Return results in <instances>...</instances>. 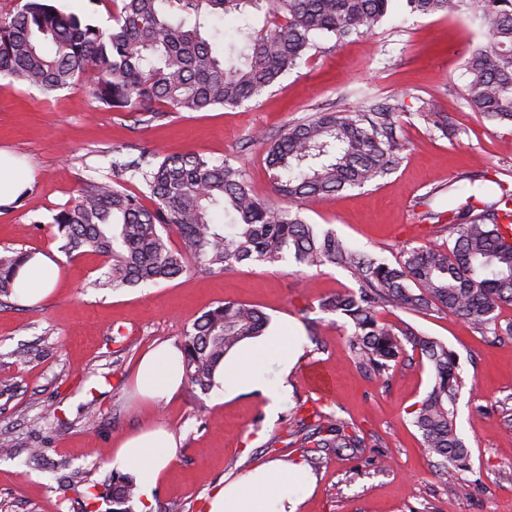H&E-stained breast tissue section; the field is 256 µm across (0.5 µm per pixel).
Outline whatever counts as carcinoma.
I'll list each match as a JSON object with an SVG mask.
<instances>
[{"label":"carcinoma","mask_w":512,"mask_h":512,"mask_svg":"<svg viewBox=\"0 0 512 512\" xmlns=\"http://www.w3.org/2000/svg\"><path fill=\"white\" fill-rule=\"evenodd\" d=\"M111 2L112 26L104 30L46 0H18L0 13V78L49 98L92 73L99 106L154 118L238 108L301 66L316 39L344 44L374 31L396 0ZM401 2L412 14L465 13L487 31V41L475 45L465 62L466 100L485 119L512 125V0ZM226 14L241 21L227 55L215 52L206 38L208 20ZM401 111L398 103L375 102L318 112L266 142L264 160L281 204L257 198L245 171L226 159L145 149L135 159H112L110 178L81 181L78 196L60 207L52 223L71 256L92 252L103 259L96 286L114 290L172 280L190 269L219 275L246 261L291 257L300 266L342 268L358 288L323 299L320 308L348 319V352L384 380L405 351L378 321L388 307L448 311L497 341L511 338V327L499 331L495 323V312L512 305V244L502 232L505 217L512 218L511 191L480 207L469 196L448 220L453 245L411 248L395 266L331 231L318 232L299 214L318 198L361 188L395 169ZM133 182L148 191L152 207L125 189ZM219 207L232 215L230 223L211 222V210ZM173 234L181 245H172ZM24 257L22 251L0 255V296L14 292ZM266 327L260 310L238 302L203 313L180 341L184 379L209 391L224 357ZM405 336L434 372L431 391L412 411L413 424L454 493L468 455L455 420L462 386L458 363L444 343L412 329ZM301 432L300 448L314 464L318 453L339 455L364 444L356 428L335 414H315ZM109 491L113 512H131L133 477L113 476Z\"/></svg>","instance_id":"carcinoma-1"}]
</instances>
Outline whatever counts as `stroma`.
<instances>
[{
  "label": "stroma",
  "mask_w": 512,
  "mask_h": 512,
  "mask_svg": "<svg viewBox=\"0 0 512 512\" xmlns=\"http://www.w3.org/2000/svg\"><path fill=\"white\" fill-rule=\"evenodd\" d=\"M485 34L466 15H411L396 8L372 34L336 45L321 41L308 60L259 98L236 109L172 112L153 121L102 109L84 89L45 98L0 79V151L16 160L23 194L0 206V252H40L54 266L53 291L40 303L0 299V434L14 444L0 457V512H112L109 454L154 425L174 432L179 451L153 491L154 512H207L208 497L248 470L302 459L300 418L313 411L347 419L364 439L357 451L325 454L315 485L296 512H512V339L490 343L449 313L382 312L395 334L414 328L454 351L464 385L456 426L468 451L463 488L449 494L421 444L412 412L433 371L409 351L388 382L346 354L350 330L322 299L354 287L338 267L294 260L250 262L219 276L188 271L158 284L95 287L102 258L69 257L51 224L87 176L106 170L113 151L199 152L243 168L253 192L274 199L260 137L315 113L351 110L370 99L402 104L399 163L364 187L324 197L303 212L354 248L388 264L410 248L440 244L447 232L422 219L447 213L475 190L512 185V128L493 124L465 99L464 62ZM444 113L447 131L428 124ZM227 301L260 309L271 330L302 337L288 394L269 412L264 388L277 386L276 356L256 366L260 389L223 400L191 384L155 405L135 387L147 351L178 344L193 320ZM25 348L29 362L18 361ZM52 462H34L33 449Z\"/></svg>",
  "instance_id": "1"
}]
</instances>
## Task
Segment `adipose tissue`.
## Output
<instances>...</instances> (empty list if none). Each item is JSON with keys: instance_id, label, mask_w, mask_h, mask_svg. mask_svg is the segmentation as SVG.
Returning <instances> with one entry per match:
<instances>
[{"instance_id": "ef3b65f1", "label": "adipose tissue", "mask_w": 512, "mask_h": 512, "mask_svg": "<svg viewBox=\"0 0 512 512\" xmlns=\"http://www.w3.org/2000/svg\"><path fill=\"white\" fill-rule=\"evenodd\" d=\"M49 258L36 255L25 261L16 279L18 298L34 303L48 294L54 280ZM280 349L278 386L268 391L270 409H277L288 394L287 378L302 352L301 342L282 346L280 337L267 335L246 342L225 359L215 373L219 393L239 392L255 382L254 366L259 352ZM183 354L180 349L163 346L145 355L138 366V393L154 403L170 399L183 382ZM178 452L175 435L155 427L124 439L110 455L111 467L133 475L141 498L138 512H151L153 491L161 472ZM310 483L307 468L301 463L271 462L224 484L207 502V512H295L294 496Z\"/></svg>"}]
</instances>
